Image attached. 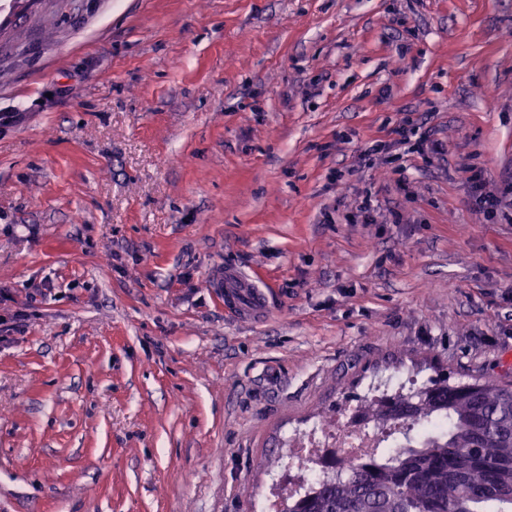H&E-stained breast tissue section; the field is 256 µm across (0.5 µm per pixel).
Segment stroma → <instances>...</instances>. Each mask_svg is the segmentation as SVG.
Returning <instances> with one entry per match:
<instances>
[{
    "label": "stroma",
    "instance_id": "1",
    "mask_svg": "<svg viewBox=\"0 0 512 512\" xmlns=\"http://www.w3.org/2000/svg\"><path fill=\"white\" fill-rule=\"evenodd\" d=\"M476 172L512 177V0H0V512H264L371 382H512ZM226 286L240 317L258 321L268 313L270 305L265 292L247 276L228 271Z\"/></svg>",
    "mask_w": 512,
    "mask_h": 512
}]
</instances>
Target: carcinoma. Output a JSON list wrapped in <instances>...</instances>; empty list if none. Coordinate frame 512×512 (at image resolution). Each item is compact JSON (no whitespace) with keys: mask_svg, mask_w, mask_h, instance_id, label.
Returning a JSON list of instances; mask_svg holds the SVG:
<instances>
[{"mask_svg":"<svg viewBox=\"0 0 512 512\" xmlns=\"http://www.w3.org/2000/svg\"><path fill=\"white\" fill-rule=\"evenodd\" d=\"M362 411L379 424L443 418L448 430L336 471L285 512H512V384L440 374Z\"/></svg>","mask_w":512,"mask_h":512,"instance_id":"cac0c4a2","label":"carcinoma"}]
</instances>
